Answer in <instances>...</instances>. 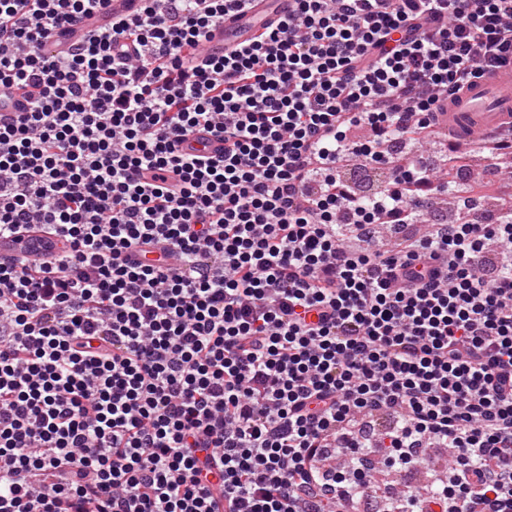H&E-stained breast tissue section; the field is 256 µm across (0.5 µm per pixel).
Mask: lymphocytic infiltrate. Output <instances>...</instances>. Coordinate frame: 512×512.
<instances>
[{
  "label": "lymphocytic infiltrate",
  "instance_id": "1",
  "mask_svg": "<svg viewBox=\"0 0 512 512\" xmlns=\"http://www.w3.org/2000/svg\"><path fill=\"white\" fill-rule=\"evenodd\" d=\"M103 2L0 0V87L28 95L0 236L66 246L0 264V512H329L366 492L355 433L385 411L394 463L452 451L388 512H512V268L486 266L512 210L363 247L442 192L395 139L512 67V0H292L198 64L247 0ZM200 130L223 155L182 152ZM353 163L389 178L361 197Z\"/></svg>",
  "mask_w": 512,
  "mask_h": 512
}]
</instances>
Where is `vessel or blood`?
Wrapping results in <instances>:
<instances>
[{"label": "vessel or blood", "mask_w": 512, "mask_h": 512, "mask_svg": "<svg viewBox=\"0 0 512 512\" xmlns=\"http://www.w3.org/2000/svg\"><path fill=\"white\" fill-rule=\"evenodd\" d=\"M288 5L289 0H250L249 9L225 17L207 42L205 54L224 53L250 40L263 31L267 23L285 15ZM443 122L450 142L461 147L469 145L476 137L494 134L512 124V69L476 79L462 93L449 99ZM182 149L219 156L224 152V138L201 132L183 143ZM61 248V243L33 227L0 237V263L36 259L60 252Z\"/></svg>", "instance_id": "1"}]
</instances>
